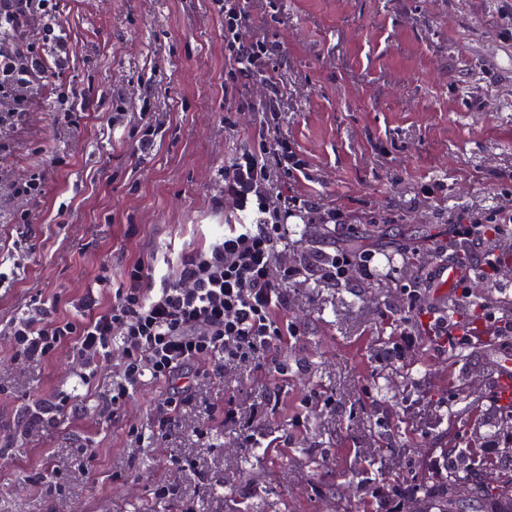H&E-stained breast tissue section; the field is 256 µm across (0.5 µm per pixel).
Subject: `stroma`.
I'll return each instance as SVG.
<instances>
[{
	"label": "stroma",
	"mask_w": 512,
	"mask_h": 512,
	"mask_svg": "<svg viewBox=\"0 0 512 512\" xmlns=\"http://www.w3.org/2000/svg\"><path fill=\"white\" fill-rule=\"evenodd\" d=\"M245 36L272 55L280 129L307 163L299 192L347 211L353 238L377 248L380 280L350 289L307 280L288 286L284 318L300 334L272 347L263 368L194 379L180 427L138 447L128 432L154 421L167 386L150 383L116 413L101 395L121 364L111 352L90 384L70 347L40 362L17 358L6 325L31 304L73 315L96 289L101 306L137 260L175 261L221 236L236 215L220 172L250 145L260 112L237 108L214 0H58L70 61L34 90L29 122L0 134V256L22 269L0 288V512H362L351 477L359 456L391 445L384 491L408 490L434 451L473 440L512 468L495 405L492 337L449 364L437 336L400 356L399 283L432 266L435 237L462 212L502 205L512 173V19L493 0H246ZM87 100L75 121L53 111L56 82ZM162 127L136 151L140 112ZM124 127L108 123L115 109ZM42 173L40 202L13 186ZM435 186L432 196L422 186ZM36 250H29V241ZM417 252L415 264L401 251ZM107 283H98L100 273ZM478 398L466 425L445 415L465 376ZM74 408L25 433L16 423L38 401ZM232 401L238 416L209 421ZM425 401L430 428L411 404ZM266 446L246 460L240 443ZM90 449L89 468L76 451ZM188 460L185 471L166 459ZM172 487L173 495L156 490Z\"/></svg>",
	"instance_id": "stroma-1"
}]
</instances>
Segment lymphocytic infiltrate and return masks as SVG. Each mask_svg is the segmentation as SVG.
<instances>
[{
    "label": "lymphocytic infiltrate",
    "mask_w": 512,
    "mask_h": 512,
    "mask_svg": "<svg viewBox=\"0 0 512 512\" xmlns=\"http://www.w3.org/2000/svg\"><path fill=\"white\" fill-rule=\"evenodd\" d=\"M56 5L57 0H0V130L26 124L33 83L66 68L68 44L56 22ZM222 11L224 52L235 71L273 83L265 61L275 53V45L244 38L248 15L238 0H224ZM35 28L41 34L38 46L28 41ZM262 116L251 144L221 174L225 202L251 213V223L233 225L224 237L185 252L160 275H151L144 261H137L110 305L99 307L92 293L84 297L87 317L60 319L44 306L18 318L9 330L17 356L40 361L71 345L82 368L80 378L87 381L102 359L120 351L122 368L101 398L103 409L118 411L146 381L165 383L168 390L155 424L157 432L165 433L180 424L194 369L218 375L231 366L258 367L271 347L296 335V328L281 315L287 285L311 272L336 288L374 281L378 253L367 248L322 250L308 268H275L288 239L286 213L345 234L353 224L341 208L284 192L277 173L302 174L306 163L287 137L276 132L281 119L276 98L263 103ZM511 231L512 209L506 207L449 219V239L468 246L466 260L454 263L459 296H470L473 283L490 273L491 235ZM433 282L429 276L402 283L404 322L420 321L429 335L459 341L464 334L459 321L428 303Z\"/></svg>",
    "instance_id": "1"
}]
</instances>
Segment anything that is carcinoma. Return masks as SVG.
<instances>
[{
	"instance_id": "obj_1",
	"label": "carcinoma",
	"mask_w": 512,
	"mask_h": 512,
	"mask_svg": "<svg viewBox=\"0 0 512 512\" xmlns=\"http://www.w3.org/2000/svg\"><path fill=\"white\" fill-rule=\"evenodd\" d=\"M485 301L476 295L448 306V315L459 318L468 333H477L483 326L482 308ZM498 466L484 452L482 445L468 442L464 447L449 445L440 449L435 471L430 475L416 474L410 493L404 497L403 508L415 507V512H512V470L502 471L492 483L481 480L480 473L491 472ZM384 461L366 460L355 472L357 487L363 501L373 497L377 486L386 480Z\"/></svg>"
}]
</instances>
